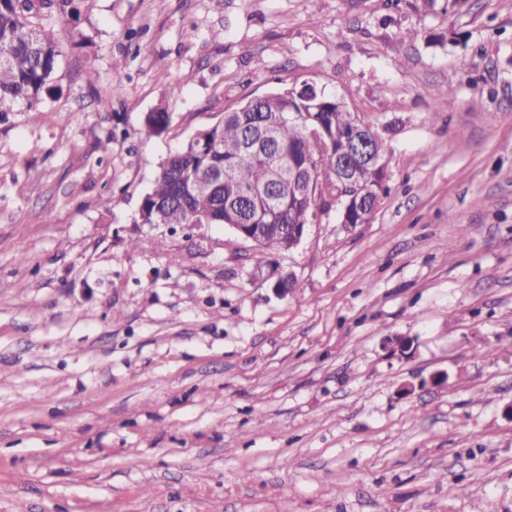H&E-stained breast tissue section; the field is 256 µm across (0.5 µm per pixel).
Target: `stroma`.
Segmentation results:
<instances>
[{"mask_svg": "<svg viewBox=\"0 0 512 512\" xmlns=\"http://www.w3.org/2000/svg\"><path fill=\"white\" fill-rule=\"evenodd\" d=\"M75 5L52 92L0 107V512H512V0ZM306 81L389 191L274 254L291 293L138 223L171 151Z\"/></svg>", "mask_w": 512, "mask_h": 512, "instance_id": "stroma-1", "label": "stroma"}]
</instances>
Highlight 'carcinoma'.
<instances>
[{"mask_svg": "<svg viewBox=\"0 0 512 512\" xmlns=\"http://www.w3.org/2000/svg\"><path fill=\"white\" fill-rule=\"evenodd\" d=\"M44 0H0V104L36 99L52 91L53 76L62 55L54 32L36 22ZM306 112L307 127L292 120ZM275 119L274 149L246 150L259 130L253 114ZM363 125L347 108L321 91L292 96L270 92L254 105L247 100L224 113L217 124L190 137L159 165L153 186L142 198V224L189 225L193 218L207 224L260 225L252 266L263 269L274 253L287 252L302 240L312 216L329 212L350 195L362 199V210L351 207L348 219H363L364 209H377L388 192L387 173L368 168L359 191L336 178V156L353 128ZM169 126L168 113L147 115V135H159ZM313 177L309 192L298 194L288 186V169Z\"/></svg>", "mask_w": 512, "mask_h": 512, "instance_id": "cac0c4a2", "label": "carcinoma"}]
</instances>
